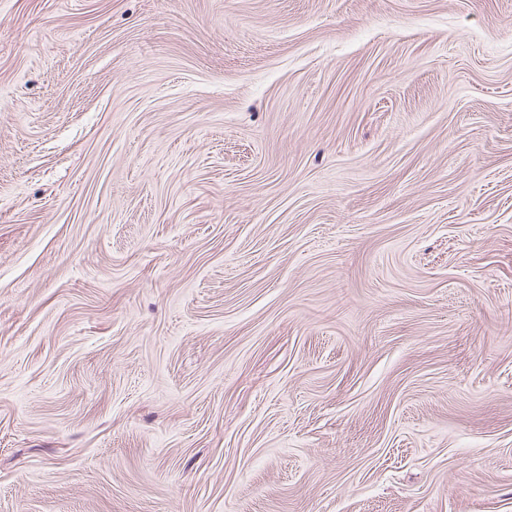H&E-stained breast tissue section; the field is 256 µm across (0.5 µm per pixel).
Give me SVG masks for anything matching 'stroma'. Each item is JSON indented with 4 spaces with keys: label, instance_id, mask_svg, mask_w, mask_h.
Listing matches in <instances>:
<instances>
[{
    "label": "stroma",
    "instance_id": "obj_1",
    "mask_svg": "<svg viewBox=\"0 0 512 512\" xmlns=\"http://www.w3.org/2000/svg\"><path fill=\"white\" fill-rule=\"evenodd\" d=\"M0 512H512V0H0Z\"/></svg>",
    "mask_w": 512,
    "mask_h": 512
}]
</instances>
